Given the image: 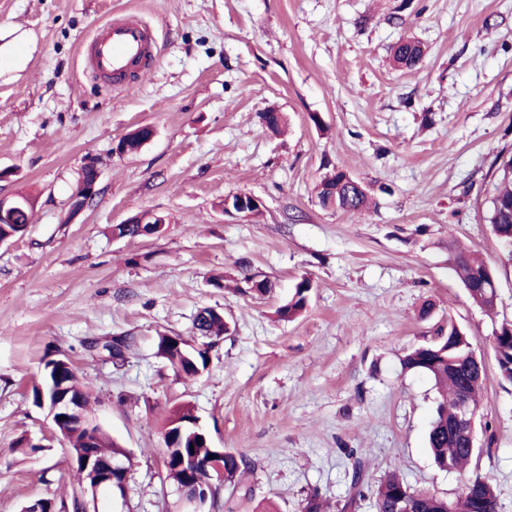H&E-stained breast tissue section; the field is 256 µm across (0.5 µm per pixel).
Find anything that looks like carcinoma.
I'll return each mask as SVG.
<instances>
[{
  "mask_svg": "<svg viewBox=\"0 0 512 512\" xmlns=\"http://www.w3.org/2000/svg\"><path fill=\"white\" fill-rule=\"evenodd\" d=\"M424 51L421 44L413 39L400 41L393 50V59L398 67L412 70L422 62ZM321 206L334 207L344 212H359L369 204L368 192L361 185L353 184L352 178L343 170L325 177L317 188ZM24 208L14 216L0 220V239L12 241L23 236L31 223V205L23 199ZM488 222L502 249L512 256V156L501 160L500 175L489 197ZM114 229L130 237L147 232L162 233L161 224H116ZM452 268L466 288L472 303L490 312L496 303V276L494 271L468 249L451 246ZM311 281L302 279L295 286V292L288 303L278 308L281 318L290 320L299 315L309 301ZM193 329L199 336L210 339L200 347L177 346L169 335L158 337L157 354L162 357L174 375L191 380L205 370L209 363V352L216 341L228 332L224 315L212 308L202 309L193 321ZM492 349L497 372L501 379L512 383V322L504 321L496 327L491 336ZM135 346L131 336H114L105 342L102 349L112 356V363L123 366ZM474 349L464 330L456 324L448 323L447 329H439L431 342L419 345L405 352L402 367L413 372L428 375L439 389L440 400L428 433V447L435 465L443 470L460 471L480 454L459 439L448 435V425L455 418L459 404H468L473 414L480 409V396L487 382L482 370L473 360ZM54 368L33 384L32 398L37 406L51 402L59 396L68 395L78 402L82 411H87L89 395L78 383L75 372L68 360L51 358L45 365ZM54 425L68 444L70 458L84 453L85 448H94L95 460L104 465L120 462L131 468L126 451L89 418L77 423L69 414L55 419ZM164 443V479L176 487L201 486L205 474H197L183 464V457L190 455L207 460L215 448L211 447L208 435L197 426V417L190 405L182 404L170 411L162 430ZM223 481H213L205 485L208 501L216 502L220 491L229 492L224 501L227 512H233L230 500L238 497L250 501L253 498L251 487L242 483L244 473L254 469V462L242 453L224 451ZM96 472L71 469L69 481L72 484V512H79V494L85 487L94 484ZM366 475L362 464L355 460L351 466L350 488L342 505V512H358L359 502L365 499ZM375 512H497V495L494 486L479 476L468 483L463 495L449 501L429 491L416 490L397 474L387 475L374 492Z\"/></svg>",
  "mask_w": 512,
  "mask_h": 512,
  "instance_id": "obj_1",
  "label": "carcinoma"
}]
</instances>
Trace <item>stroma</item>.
<instances>
[{
  "label": "stroma",
  "instance_id": "1",
  "mask_svg": "<svg viewBox=\"0 0 512 512\" xmlns=\"http://www.w3.org/2000/svg\"><path fill=\"white\" fill-rule=\"evenodd\" d=\"M114 18L156 42L129 93L80 64L81 42ZM406 37L424 48L413 70L392 59ZM271 110L284 131L266 127ZM142 124L155 138L116 153ZM511 154L512 0H0V168L14 170L0 197L34 202L27 232L0 246V512L71 498L66 444L31 398L51 352L133 458L130 512H179L161 427L181 403L213 447L255 461L238 512H301L314 493L341 512L356 457L369 485L394 472L450 500L488 478L498 512H512V383L491 347L512 321V257L487 221L495 160ZM88 158L100 192L72 216ZM337 169L370 209L321 207L316 187ZM235 193L258 213L225 214ZM143 212L166 217L162 234L112 237ZM452 242L493 268L494 315L456 277ZM247 274L271 292H237ZM305 277L307 309L279 319ZM204 308L230 331L200 377L177 378L158 336L192 338ZM451 322L488 367L477 428L489 452L461 473L427 448L432 381L400 364ZM126 334L136 347L123 367L88 347ZM22 438L41 452L22 455Z\"/></svg>",
  "mask_w": 512,
  "mask_h": 512
}]
</instances>
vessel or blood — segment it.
I'll use <instances>...</instances> for the list:
<instances>
[{
    "mask_svg": "<svg viewBox=\"0 0 512 512\" xmlns=\"http://www.w3.org/2000/svg\"><path fill=\"white\" fill-rule=\"evenodd\" d=\"M152 52V39L146 26L117 18L99 28L82 54L94 71L118 77L142 66Z\"/></svg>",
    "mask_w": 512,
    "mask_h": 512,
    "instance_id": "b4317fda",
    "label": "vessel or blood"
}]
</instances>
